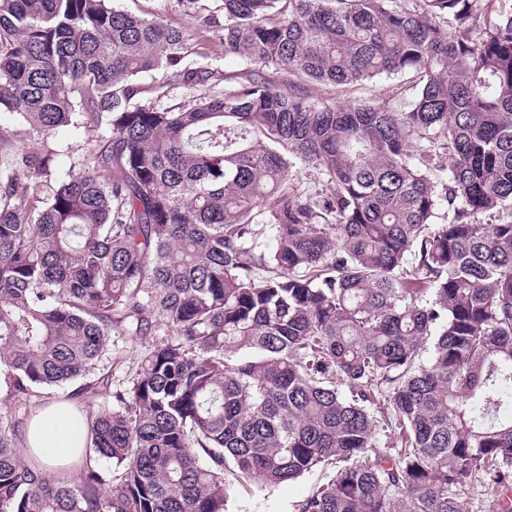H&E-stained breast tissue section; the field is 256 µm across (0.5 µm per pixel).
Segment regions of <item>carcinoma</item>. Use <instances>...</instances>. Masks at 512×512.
<instances>
[{
  "label": "carcinoma",
  "instance_id": "obj_1",
  "mask_svg": "<svg viewBox=\"0 0 512 512\" xmlns=\"http://www.w3.org/2000/svg\"><path fill=\"white\" fill-rule=\"evenodd\" d=\"M178 5L244 68L112 0H0V512H225L226 470L318 468L297 512H512V4ZM406 74L404 111L305 88ZM62 125L101 135L59 171ZM112 336L151 338L117 389ZM76 379L71 478L17 409Z\"/></svg>",
  "mask_w": 512,
  "mask_h": 512
}]
</instances>
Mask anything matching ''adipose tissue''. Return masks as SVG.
<instances>
[{"instance_id": "ef3b65f1", "label": "adipose tissue", "mask_w": 512, "mask_h": 512, "mask_svg": "<svg viewBox=\"0 0 512 512\" xmlns=\"http://www.w3.org/2000/svg\"><path fill=\"white\" fill-rule=\"evenodd\" d=\"M87 430L85 415L69 402L29 409L23 422L28 447L48 470L67 466L81 455Z\"/></svg>"}]
</instances>
